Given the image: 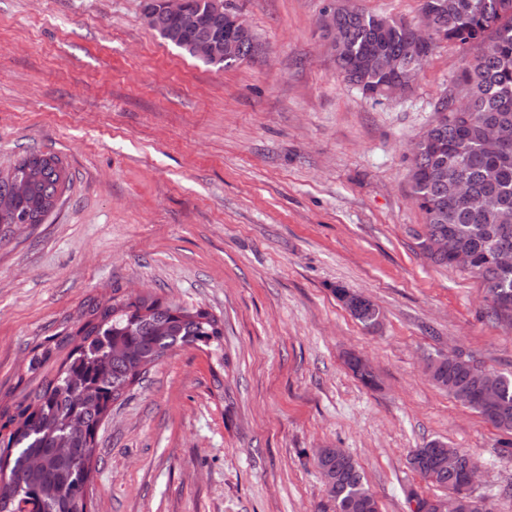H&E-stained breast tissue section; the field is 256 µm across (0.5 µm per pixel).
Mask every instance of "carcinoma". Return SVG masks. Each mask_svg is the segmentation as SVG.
<instances>
[{
  "mask_svg": "<svg viewBox=\"0 0 512 512\" xmlns=\"http://www.w3.org/2000/svg\"><path fill=\"white\" fill-rule=\"evenodd\" d=\"M336 17L346 32L333 47L342 77L363 96H385L395 73L386 69L389 58L400 66L412 65L408 45L412 24L386 15L365 13L343 0ZM149 27L164 41L195 57L194 46L224 30V8L212 0H188L181 14L145 6ZM421 11L436 24L430 49L439 40L475 45L479 52L457 75L456 90L465 93L467 107L452 109L454 97L442 99L448 124L441 133L443 147L422 145L410 169L413 197L424 213L422 231L415 233L417 247L438 266H455L456 253L472 258L471 274L489 296L491 318L512 322V267L500 269L492 261L498 243L512 247V148L490 153L484 129L497 124L512 139V0H422ZM463 176L470 201L448 200V183ZM25 183L23 194L15 182ZM69 185L61 159L52 154L30 153L14 165V175H0V198H14L12 209L0 210V227L17 223L43 224L57 207ZM445 236L448 247L434 250L433 240ZM336 297L366 327L377 321L364 303L346 300L347 289L336 287ZM223 336V325L205 309L188 308L145 295L133 301L90 300L78 317L75 330L59 337L58 348L69 349L53 378L45 380L24 404L0 407V512H20L22 500H33L36 512H89L92 458L99 431L125 388L142 382L150 370L176 347L206 346ZM436 386L475 411L505 434H512V375H500L497 403L485 404L481 393V368L470 356L438 352L430 356ZM91 392L76 403L77 393ZM66 438L71 456L57 453ZM457 455L452 466L441 463L434 449ZM422 478L458 496L460 512H492L488 503L473 496L467 483L471 454L441 439L411 451ZM39 458L41 469H29ZM317 468L334 478L326 484L334 512H380L357 461L323 457Z\"/></svg>",
  "mask_w": 512,
  "mask_h": 512,
  "instance_id": "1",
  "label": "carcinoma"
}]
</instances>
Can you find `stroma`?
Masks as SVG:
<instances>
[{
    "label": "stroma",
    "mask_w": 512,
    "mask_h": 512,
    "mask_svg": "<svg viewBox=\"0 0 512 512\" xmlns=\"http://www.w3.org/2000/svg\"><path fill=\"white\" fill-rule=\"evenodd\" d=\"M232 2L257 49L218 69L150 30L146 0H0V172L41 151L70 179L45 223L0 229V406L56 373L66 350L29 361L89 299L139 291L205 307L224 334L113 408L92 512H333L320 448L353 456L381 512H411L409 492L437 489L408 454L434 438L476 459L473 496L512 512L504 433L422 370L440 351L512 373L481 282L413 237L411 151L474 49L440 41L410 91L374 100L336 70L328 0ZM336 297L339 301H343L351 315L358 320L365 327H372L377 321L376 311H372L369 307L364 306V303H352V300H346L347 289L343 287H336Z\"/></svg>",
    "instance_id": "obj_1"
}]
</instances>
